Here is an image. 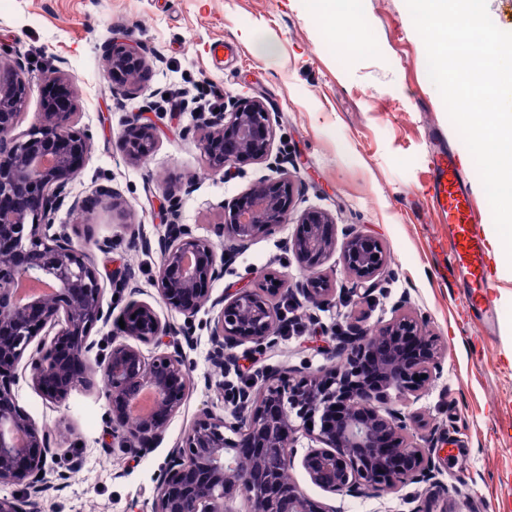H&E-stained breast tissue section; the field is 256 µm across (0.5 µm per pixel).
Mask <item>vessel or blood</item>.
I'll return each instance as SVG.
<instances>
[{
    "instance_id": "b4317fda",
    "label": "vessel or blood",
    "mask_w": 512,
    "mask_h": 512,
    "mask_svg": "<svg viewBox=\"0 0 512 512\" xmlns=\"http://www.w3.org/2000/svg\"><path fill=\"white\" fill-rule=\"evenodd\" d=\"M431 164L432 196L448 222V261L437 273L442 280L463 284V302L471 323L480 332H491L497 312L489 295V248L462 174V159L455 152L439 149L433 152Z\"/></svg>"
}]
</instances>
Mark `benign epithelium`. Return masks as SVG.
Masks as SVG:
<instances>
[{
  "mask_svg": "<svg viewBox=\"0 0 512 512\" xmlns=\"http://www.w3.org/2000/svg\"><path fill=\"white\" fill-rule=\"evenodd\" d=\"M144 67L136 43L112 42L111 90L125 91ZM25 70L19 53L0 48V197L35 193L40 199L36 209L0 208V484L19 492L11 502L0 499V512H42L46 493L65 488L80 463L77 447L71 457L60 458L57 438L16 406L12 382L19 366L30 370L33 386L53 404L64 403L90 374L101 372L109 385L102 421L112 444L143 457L185 401L191 378L182 342H191L203 304L210 300L219 308L210 360L222 368L240 345L252 344L258 355L276 346L280 306L325 308L337 299H363L376 290L387 265L380 240L346 229L342 259L351 286L336 290L313 276L336 247V225L326 213L307 211L296 236L286 242L300 277L269 276L259 288L210 299V285L224 277L219 251L224 241L244 246L291 220L298 186L276 158L278 179L250 189L224 211L217 242L177 221L191 183L166 193L158 211L165 231L157 240L155 287L162 301L184 316L182 324L163 322L151 305L133 300L137 290L129 273L114 280L117 298L103 307L88 248L54 220L66 204L71 210L82 207L71 183L79 174L74 156L86 154L89 141L73 125L71 111L43 113L26 139L14 134L30 92ZM148 113L160 111L148 105L125 120L123 147L130 160L141 162L154 152L156 122L145 119ZM194 130L210 169L222 175L243 162L268 159L275 137L271 113L256 99H231L222 112H200ZM119 306L125 328L112 331L105 345L92 339L97 324L109 323ZM47 327L57 329L50 348L28 351ZM407 336L419 338L420 353L402 350ZM334 340L346 360L338 372L282 374L260 366L249 384L223 390L224 401L234 407L232 419L211 411L197 417L155 474L150 512H238L239 498L246 512H336L334 506H318L285 478L295 467L293 447L302 431L310 445L301 465L314 485L334 496L397 492L410 485H425L445 498L456 495L457 488L440 479V461L432 452L437 430L416 426V414L406 410L445 360V347L426 318L410 311L402 297L390 320L348 330L338 326ZM141 343L167 350L149 359ZM376 347L383 351L379 381L372 384L359 374L356 361ZM144 392L152 395L154 410L134 418L131 407ZM337 405L344 411L333 418Z\"/></svg>",
  "mask_w": 512,
  "mask_h": 512,
  "instance_id": "benign-epithelium-1",
  "label": "benign epithelium"
}]
</instances>
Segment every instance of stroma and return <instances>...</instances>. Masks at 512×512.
<instances>
[{
  "label": "stroma",
  "mask_w": 512,
  "mask_h": 512,
  "mask_svg": "<svg viewBox=\"0 0 512 512\" xmlns=\"http://www.w3.org/2000/svg\"><path fill=\"white\" fill-rule=\"evenodd\" d=\"M360 15L372 49L340 53L308 0H0V43L28 58L33 90L16 127L26 134L43 110L37 85L47 69L69 74L73 121L90 140L74 196L91 200L87 210H60L74 240L90 248L100 274L104 302L112 300L115 272L133 267L139 291L163 321L183 323L154 286L159 256L131 248V237L157 239L158 200L164 189L192 180L180 221L197 234L212 236L224 209L252 186L275 179L265 162L247 163L226 175L212 173L196 138L186 130L195 112H220L225 100L257 99L272 114L274 155L286 157L300 183L296 212L330 214L338 229L378 238L387 251L379 278L385 295L362 303L295 310L294 331L260 358L285 371L343 367L333 352L332 332L354 316L372 324L390 319L400 297L426 317L430 330L447 345L441 376L411 404L423 423L448 434L442 479L459 490L432 501L435 512H512V262L496 257L491 295L497 308L494 332L478 341L460 334L458 293L435 274L445 255L430 251L433 239H447L448 227L428 192L433 179L429 156L437 147L469 151L451 123L427 71L425 46L405 0H362ZM139 43L148 62L134 93H112L104 77L114 41ZM178 98L181 111L157 121V146L143 163L123 152V122L162 96ZM483 224L492 211L475 165L465 166ZM116 199H98L100 186ZM295 227L241 246L224 244L235 260L213 283L212 297L251 288L265 276L297 275L285 249ZM110 239L112 249H95ZM216 316L211 305L195 317L194 343L185 350L191 385L181 409L165 425L162 443L144 458L111 448L101 417L106 409L103 375L78 386L65 404L44 399L30 379L14 387L17 404L62 448L79 443L82 457L67 487L52 492L43 512H143L156 490L154 475L169 451L202 411L230 415L214 380L237 384L251 374L249 345L235 348L236 370L217 372L209 360ZM291 481L317 503L337 512H403L400 495L341 497L315 486L302 466Z\"/></svg>",
  "instance_id": "35a3bbf8"
}]
</instances>
